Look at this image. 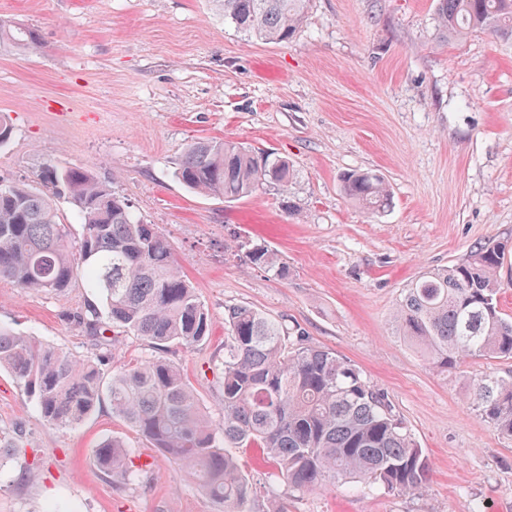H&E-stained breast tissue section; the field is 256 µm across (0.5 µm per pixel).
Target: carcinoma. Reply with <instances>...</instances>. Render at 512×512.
<instances>
[{
	"label": "carcinoma",
	"instance_id": "cac0c4a2",
	"mask_svg": "<svg viewBox=\"0 0 512 512\" xmlns=\"http://www.w3.org/2000/svg\"><path fill=\"white\" fill-rule=\"evenodd\" d=\"M224 23L249 39H293L310 0H213ZM439 38L474 30L512 38V0H437ZM30 29L0 20V45L24 50ZM187 188L226 202L266 183L284 188L288 161L270 159L235 142L207 139L189 145L176 169ZM46 191L0 182V279L29 291L61 292L78 278L97 295L79 323L95 337L112 325L159 352L194 348L209 335V313L185 279L170 241L135 218L125 200L79 169L48 168ZM344 194L376 215L390 205L385 178L373 170L341 176ZM65 191L78 210L82 233L58 219L52 196ZM251 261L281 279L288 266L262 246ZM505 246H473L462 262L428 271L402 290L394 318L398 335L433 367L446 372L467 357L512 358V318L498 306L497 273ZM224 424L213 428L195 389L163 356L143 359L105 381L91 359L77 358L0 326V370L33 397L45 421L75 427L108 400L112 415L149 440L199 482L224 512H249L248 474L226 448H245L276 463L279 478L297 491L329 479L365 483L417 495L429 476L427 455L384 394L362 371L331 349L309 342L297 326L248 306L224 314ZM474 410L512 436V379L493 373L472 383ZM130 451L117 439L94 452L110 480H129Z\"/></svg>",
	"mask_w": 512,
	"mask_h": 512
}]
</instances>
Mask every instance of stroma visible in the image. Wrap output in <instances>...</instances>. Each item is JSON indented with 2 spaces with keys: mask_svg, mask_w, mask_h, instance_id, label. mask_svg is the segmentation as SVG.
<instances>
[{
  "mask_svg": "<svg viewBox=\"0 0 512 512\" xmlns=\"http://www.w3.org/2000/svg\"><path fill=\"white\" fill-rule=\"evenodd\" d=\"M37 42L0 48V181L41 188L46 168L91 173L154 225L208 310L212 332L164 356L223 421L217 376L224 311L243 305L302 327L356 365L424 449L422 494L330 481L299 492L273 463L241 453L251 512H512V437L473 410L470 378H512V360L433 368L398 336L392 315L422 272L461 262L479 242L505 244L500 307L512 316V40L437 37L435 0H312L291 41L248 40L211 0H0V19ZM227 139L286 159L287 188L240 200L194 193L176 177L185 148ZM379 170L392 199L373 216L343 194L342 173ZM249 243L288 267L253 263ZM96 297L82 281L33 292L0 279V325L78 357L100 350L77 313ZM104 378L152 356L113 329ZM124 441L131 482L105 479L93 450ZM0 512H224L178 465L102 403L61 428L0 372Z\"/></svg>",
  "mask_w": 512,
  "mask_h": 512,
  "instance_id": "obj_1",
  "label": "stroma"
}]
</instances>
